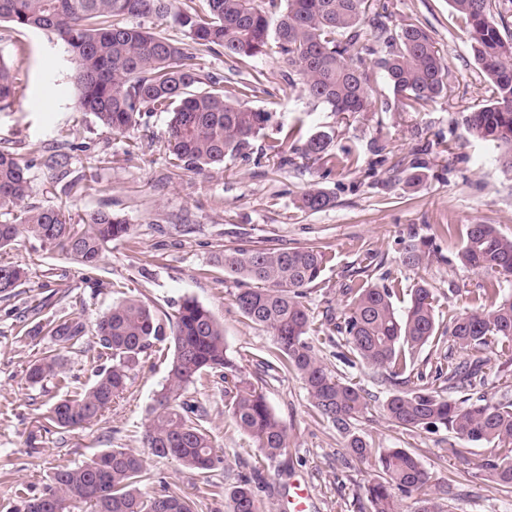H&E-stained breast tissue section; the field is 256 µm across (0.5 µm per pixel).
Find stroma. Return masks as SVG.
Instances as JSON below:
<instances>
[{"instance_id":"35a3bbf8","label":"stroma","mask_w":512,"mask_h":512,"mask_svg":"<svg viewBox=\"0 0 512 512\" xmlns=\"http://www.w3.org/2000/svg\"><path fill=\"white\" fill-rule=\"evenodd\" d=\"M385 2L388 25L426 27L449 67L447 95L417 112L392 103L378 66L370 67V80L388 108L341 114L310 103L300 91H288L289 67L276 49L242 62L201 51L184 42L171 23L163 25L170 38L183 41L203 72L256 84L243 99L246 107L272 113L274 122L286 126L304 118L307 132L328 133L333 149L358 154L356 167L330 174L293 149L288 163L272 165L262 155V135L224 165L199 172L174 167L165 143L168 114L153 113L146 125L126 133L107 132L77 107L67 45L51 32L0 23V59L18 70L22 86L13 102L0 105V146L27 163L29 204L76 217L106 211L132 226L129 236L107 245L92 268L31 236L0 254V261L28 272L18 295L0 294V512L20 506L16 489L40 494L57 469L79 466L113 448L145 453L149 490L168 486L201 501L202 512H224L225 496L245 477L255 488L259 512H283L289 497L299 493L307 512H359L364 487L375 474L373 463L349 455L344 437L313 412L295 373L260 372L256 361L273 351V337L239 312L235 295L242 283L225 272L218 256L237 247H321L329 261L304 298L319 323L326 311H347L343 290L358 281L395 280L404 289L426 282L444 329L450 312L470 308L480 294L486 274L457 259L467 225L490 224L512 238V172L496 162L484 142L467 137L462 126L465 113L486 97L481 70L449 0ZM63 142L77 147L68 166L45 167V150ZM399 162L421 164L423 182L407 186L395 170ZM314 183L333 198L318 212L298 206L300 195ZM422 239L433 245L430 261L419 268L404 266V246ZM125 297L140 300L161 317L172 315L188 298L209 309L224 327V343L239 373L261 380L270 407L286 425L287 454L259 466L258 451L224 411L223 384L213 381L191 385L186 396L206 407L223 465L200 473L146 454L144 427L169 371L172 350L166 341L131 371L124 394L97 421L75 431H43L44 414L65 397L67 386L86 388L94 382L89 349L96 339L90 335L84 347L63 350L68 385L50 378L33 386L26 379L29 363L52 346L49 337L34 335V328L66 313L94 326ZM314 345L330 369L360 382L371 399L372 409L355 421V432L377 445L414 453L432 485H453L445 512H512V499L482 475L488 448L465 444L461 461L448 451L456 438L446 430L400 431L383 412L395 387L382 372L338 360L336 341L327 334H319ZM34 430L40 436L31 448L27 437Z\"/></svg>"}]
</instances>
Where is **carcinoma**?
<instances>
[{
  "mask_svg": "<svg viewBox=\"0 0 512 512\" xmlns=\"http://www.w3.org/2000/svg\"><path fill=\"white\" fill-rule=\"evenodd\" d=\"M470 34L474 58L490 92L487 103L465 116L467 134L491 146L497 161L512 170V37L499 23L512 12V0H450ZM204 11L187 0H0V21L18 27L51 31L69 47L81 112L93 114L111 132H125L146 123L154 112L169 114L166 146L173 166L202 171L222 165L247 149L271 125L272 114L242 106L238 97L250 85L224 89V77L205 73L189 62L179 44L141 20L171 17L184 36L202 49L220 50L234 58L267 55L269 40L295 68L301 92L332 112H373L378 99L367 73V57L378 55L395 101L404 112H416L448 93L449 69L429 31L409 23L397 31L382 21L387 12L381 0H206ZM20 89L17 71L0 60V103L14 100ZM304 121L270 138L269 159L283 165L290 140H304L302 154L330 173L351 168L358 158L350 149L330 151L324 133L303 136ZM284 137H279V134ZM30 181L16 154L0 148V208H20L10 222H0V251L24 234L58 249L86 267L97 265L104 246L131 233V225L109 212L97 211L78 221L55 208L24 205ZM330 194L310 186L300 207L317 212L331 205ZM426 241L411 242L402 262L418 268L429 262ZM466 268L492 276L488 295L494 301L453 316L452 347L439 356L434 387L415 372L416 352L441 342L432 289L418 283L409 290L407 305L398 309L393 285L358 283L347 289L348 312L325 320L341 335L343 351L366 366L402 380L405 388L390 395L383 411L403 432L444 429L456 438L490 449L485 463L488 480L506 496L512 495V399L490 402L477 388L484 384L482 353L500 347L512 356V294L501 293L500 277H512V238L490 224H470L457 253ZM224 270L258 283L240 291L235 301L252 323L274 337L275 351L259 360L265 371H295L311 406L347 439L356 459H375L377 475L365 487L366 512H399L397 493L414 496L411 512H443L439 500L451 487L434 488L420 460L403 448L375 447L352 430L354 420L370 410L359 383L327 368L313 345L318 334L303 303L304 288L315 283L328 262L321 249L233 248L220 256ZM27 271L0 262V293L10 295L22 286ZM172 323L173 353L165 384L157 394L146 425L144 441L151 453L190 470L210 471L223 463L215 452L202 407L185 400L187 388L209 376L224 382L227 413L273 463L287 453L285 425L269 406L263 386L242 378L224 343V330L211 312L186 299ZM39 332L69 347L84 344L86 326L65 315L38 326ZM99 350L94 360L112 359L94 384L59 400L49 408L48 424L65 431L90 424L126 388L129 373L166 339L164 324L141 301L125 298L103 312L93 329ZM467 354L455 358L454 351ZM48 378L66 383L60 355L49 350L29 366L27 380ZM103 467L88 463L54 473L44 492L23 499L24 512H71L83 503L91 512H197V504L175 493L148 494L144 458L125 448L98 455ZM226 512H258L255 491L243 480L225 501Z\"/></svg>",
  "mask_w": 512,
  "mask_h": 512,
  "instance_id": "cac0c4a2",
  "label": "carcinoma"
}]
</instances>
